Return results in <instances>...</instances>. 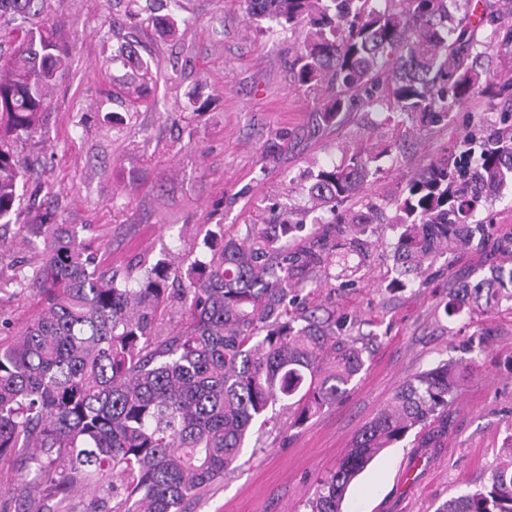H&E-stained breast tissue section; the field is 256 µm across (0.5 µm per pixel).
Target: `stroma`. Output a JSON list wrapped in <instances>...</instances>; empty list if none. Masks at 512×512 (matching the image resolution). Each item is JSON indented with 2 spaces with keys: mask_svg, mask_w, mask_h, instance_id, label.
I'll return each mask as SVG.
<instances>
[{
  "mask_svg": "<svg viewBox=\"0 0 512 512\" xmlns=\"http://www.w3.org/2000/svg\"><path fill=\"white\" fill-rule=\"evenodd\" d=\"M67 60L48 91L41 129L18 150L26 196L11 224L0 227V270L33 265L21 243L41 206L60 222L81 224L86 241L122 267L171 253L191 262L206 233L222 234L288 212L312 224L302 187L309 172L340 161L344 145L399 147L396 165L369 177L362 200L398 194L406 180L449 140L481 117L488 101L454 109L450 124L413 138L384 114L355 112L320 125L327 97L294 80L301 35L249 18L243 0H52ZM123 54L121 62L112 57ZM152 78H141L142 63ZM278 142L276 159L262 155ZM395 235L383 229L373 261L355 284L330 296L354 324L366 369L342 401L303 426L285 429L288 413L251 441L236 463L187 512H302L321 478L334 470L358 431L405 380L485 334V350L450 410L440 448H417L414 435L388 448L351 485L347 512H436L448 499L487 484L512 434V312L488 310L469 319L443 306L459 283L507 263L494 247L439 259L431 287L388 293ZM41 310L35 291L0 284V316L17 334Z\"/></svg>",
  "mask_w": 512,
  "mask_h": 512,
  "instance_id": "stroma-1",
  "label": "stroma"
}]
</instances>
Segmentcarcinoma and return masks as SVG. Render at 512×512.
<instances>
[{
  "label": "carcinoma",
  "instance_id": "cac0c4a2",
  "mask_svg": "<svg viewBox=\"0 0 512 512\" xmlns=\"http://www.w3.org/2000/svg\"><path fill=\"white\" fill-rule=\"evenodd\" d=\"M46 0H0L20 20L0 64V223L18 215V146L41 127L47 91L65 65L56 25L27 27ZM252 18L291 32L309 26L294 69L299 86L325 87L319 112L330 126L352 112H387L408 136L448 123L475 97L508 108L448 141L411 177L407 194L349 206L391 151L348 150L310 175L312 208L333 219L307 229L277 216L209 236L190 264L140 258L125 271L103 265L47 207L26 224L22 245L40 255L20 290L34 286L42 311L12 339L0 337V461L25 471L0 512H53L87 482L112 497L110 512H185L237 461L269 408L299 427L336 404L364 370V349L344 337L351 318L316 303L315 292L365 266L371 238L396 231L388 292L429 285L440 257L473 245L512 249V235L474 220L499 187L512 184V70H478L490 50L512 57V0H245ZM182 282L172 324L169 280ZM312 288H307V285ZM512 310V267L458 287L449 317ZM469 357L417 373L359 431L336 469L304 504L343 512L348 487L385 449L413 432L438 448L452 406L477 366ZM436 512H512V435L488 485L448 499Z\"/></svg>",
  "mask_w": 512,
  "mask_h": 512
}]
</instances>
